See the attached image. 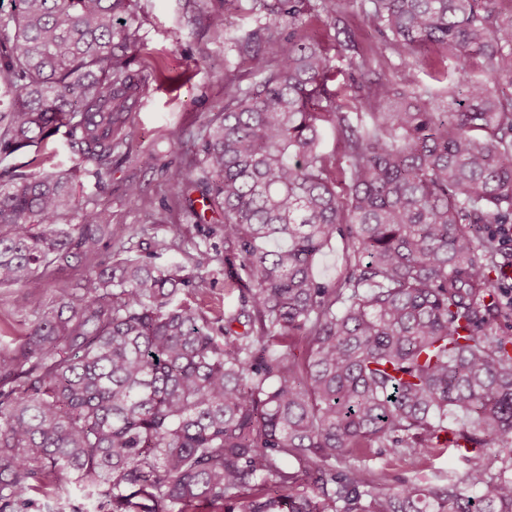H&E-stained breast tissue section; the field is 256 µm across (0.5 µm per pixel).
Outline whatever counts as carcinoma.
I'll list each match as a JSON object with an SVG mask.
<instances>
[{"label": "carcinoma", "instance_id": "cac0c4a2", "mask_svg": "<svg viewBox=\"0 0 512 512\" xmlns=\"http://www.w3.org/2000/svg\"><path fill=\"white\" fill-rule=\"evenodd\" d=\"M498 2L361 7L381 35L371 56L422 64L437 47L453 62L438 98L363 80L370 56L335 0H251L270 19L233 44L259 79L224 82V111L169 172L222 224L239 304L215 310L198 275L157 263L170 244L130 256L145 229L72 193L82 174L103 191L129 136L148 78L138 0H12L0 162L59 135L73 165L0 170V287L84 273L26 297L33 320L0 319V512H512L492 233L512 224V10ZM320 11L331 44L283 46L282 23ZM343 90L378 111H348ZM328 125L339 157L319 149ZM195 203L177 196L178 217L202 219ZM338 236L345 272L321 282L314 260ZM384 448L419 470L451 449L474 492L451 473L392 487L370 465Z\"/></svg>", "mask_w": 512, "mask_h": 512}]
</instances>
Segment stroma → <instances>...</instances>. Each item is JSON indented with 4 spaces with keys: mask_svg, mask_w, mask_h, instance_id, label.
<instances>
[{
    "mask_svg": "<svg viewBox=\"0 0 512 512\" xmlns=\"http://www.w3.org/2000/svg\"><path fill=\"white\" fill-rule=\"evenodd\" d=\"M140 29L143 47L140 57L149 73L136 109L128 119L130 135L122 154L112 159L110 193L105 206L116 224L145 229V241L176 239L178 246L165 252L162 263L187 262L193 247L207 250L211 259L201 269L209 301L220 307L237 302L238 291L228 285L224 266V235L218 225L181 222L179 230L169 226V215L161 202L176 190L168 180L171 164L184 149L196 144L203 125L224 105V80L233 78L248 86L257 79L249 60L238 55L231 39L255 23L253 15L230 12L223 31L202 29L199 15L218 8L219 0H140ZM180 42H173L172 31ZM369 79L386 76L397 85L415 83L422 94L446 96L448 80L432 78L425 68L409 70L397 54L373 60ZM137 179L140 199L125 193L129 179ZM376 466L391 478L412 483H434L447 478L457 461L452 453L437 457L431 468L415 471L402 456L384 455Z\"/></svg>",
    "mask_w": 512,
    "mask_h": 512,
    "instance_id": "1",
    "label": "stroma"
}]
</instances>
